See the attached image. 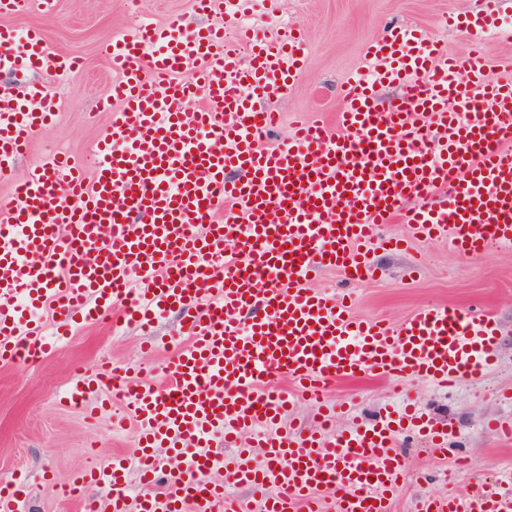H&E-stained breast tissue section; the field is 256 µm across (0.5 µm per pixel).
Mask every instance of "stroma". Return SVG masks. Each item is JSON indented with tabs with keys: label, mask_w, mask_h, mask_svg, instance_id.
I'll return each instance as SVG.
<instances>
[{
	"label": "stroma",
	"mask_w": 512,
	"mask_h": 512,
	"mask_svg": "<svg viewBox=\"0 0 512 512\" xmlns=\"http://www.w3.org/2000/svg\"><path fill=\"white\" fill-rule=\"evenodd\" d=\"M491 10L501 27L512 29V0H280V12L271 18L263 0H243L241 15L226 19L225 25L231 31L255 26L274 36L292 23L307 37V69L296 87L287 95L270 93L265 100L278 114L264 139L274 145L287 138L299 119L335 117L344 81L365 65V43L396 26L421 27L451 53L479 52L488 74L512 79V40L491 37L478 50L466 33L444 25L451 13ZM173 19L191 29L207 23L194 13L192 0H57L50 17L33 0H22L8 23L39 28L54 52L78 58L83 69L62 76L38 73V80L51 84L61 97L63 111L53 127L35 136L16 162V174L57 151L92 169L108 123L99 101L116 79L106 56L109 40L139 23ZM375 261L372 281L350 284L342 274L325 270L312 285L330 292L351 289L357 314L393 323L428 303L490 311L500 325L497 361L484 374L465 376L447 389L417 379L338 383L328 391L329 399L341 406L338 424L350 419L375 423L386 406L402 399L447 422L448 447L441 453L431 452L416 436L403 435L399 454L406 477L394 512H415L421 498L438 490L469 493L486 481L511 477L512 442L498 438L494 423L512 419V249L493 248L466 259L446 242L414 240L402 251L377 252ZM182 339L176 314L162 319L149 340L129 326L78 324L39 363L0 366V478L30 475L28 512H79L74 502L47 489L42 476L63 483L75 471L108 463L135 448L133 423L113 424L118 407L91 416L85 406L63 402L74 369L95 370L106 363L140 366L145 379L156 383Z\"/></svg>",
	"instance_id": "obj_1"
}]
</instances>
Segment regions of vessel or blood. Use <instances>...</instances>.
<instances>
[{
	"label": "vessel or blood",
	"mask_w": 512,
	"mask_h": 512,
	"mask_svg": "<svg viewBox=\"0 0 512 512\" xmlns=\"http://www.w3.org/2000/svg\"><path fill=\"white\" fill-rule=\"evenodd\" d=\"M238 5L194 0L206 16ZM452 23L476 43L491 27L485 15ZM365 56L376 72L348 81L336 132L301 122L287 143L263 148L274 125L265 98L290 93L306 64L299 28L230 41L223 24L191 31L171 21L108 45L119 79L101 102L111 121L93 174L56 154L0 204V364L53 350L38 317L47 308L65 330L118 305L124 324L141 329L176 310L188 341L164 384L123 382L134 454L46 486L70 497L104 488L86 512H243L229 482L251 489L257 512H392L406 424L444 450L447 427L412 414L336 429L325 393L365 376L447 387L482 374L498 346L492 313L427 305L391 325L354 316L346 296L309 282L326 269L373 278L375 250L401 245L377 235L400 211L410 235L447 238L467 258L511 247L512 80L413 28L371 41ZM48 63L64 73L80 65L39 30L0 22V73L24 79L20 94L0 96L1 178L58 115L55 93L28 77ZM384 80L406 85L386 106L373 94ZM112 380L108 368L76 371L67 397H101ZM300 401L318 424L282 429ZM161 448L177 464L158 492ZM25 501L24 479L0 487V512H22ZM417 512H512V492L493 483L440 492Z\"/></svg>",
	"instance_id": "1"
}]
</instances>
